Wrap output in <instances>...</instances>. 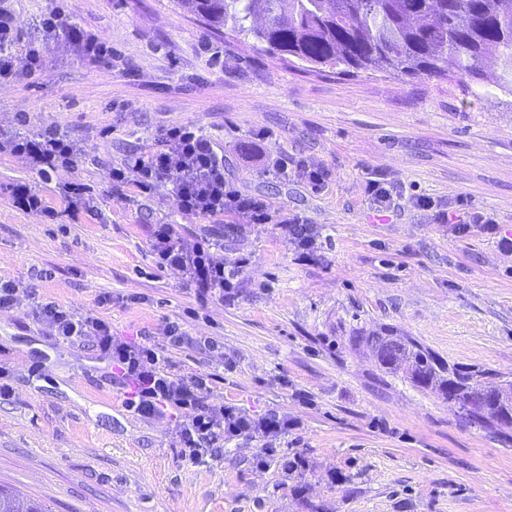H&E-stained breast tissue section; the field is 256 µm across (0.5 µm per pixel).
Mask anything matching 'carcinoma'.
<instances>
[{
  "label": "carcinoma",
  "mask_w": 512,
  "mask_h": 512,
  "mask_svg": "<svg viewBox=\"0 0 512 512\" xmlns=\"http://www.w3.org/2000/svg\"><path fill=\"white\" fill-rule=\"evenodd\" d=\"M211 28L254 37L271 55L339 74L467 78L512 92V0H181ZM382 368L456 403L471 425L512 444L503 375L450 364L409 336H360ZM0 512H51L0 487Z\"/></svg>",
  "instance_id": "carcinoma-1"
}]
</instances>
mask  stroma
<instances>
[{"label": "stroma", "mask_w": 512, "mask_h": 512, "mask_svg": "<svg viewBox=\"0 0 512 512\" xmlns=\"http://www.w3.org/2000/svg\"><path fill=\"white\" fill-rule=\"evenodd\" d=\"M52 5L13 2L43 64L0 80V134L24 114L29 132H65L81 156L43 181L25 157L0 153V279L20 285L0 311L12 386L0 397V487L52 512H512V447L353 342L394 330L512 377V94L318 74L211 29L178 0H68L74 24L115 51L92 64L67 41L44 42ZM183 122L223 149L234 189L311 225L314 247L275 222L184 215L167 183L144 194L113 181L112 168ZM282 160L287 174L274 175ZM306 167L325 171L320 188ZM376 177L398 194L387 217L367 193ZM77 182L94 201L72 212ZM23 185L58 221L14 206ZM448 209L482 212L496 231L455 236L438 219ZM161 222L215 240L236 272L223 299L199 300L156 266ZM49 302L104 320L115 341L154 344L175 377L208 375L206 404L285 428L230 438L204 463L185 458L176 415L129 410L93 341H57L32 320ZM173 324L187 338L178 347ZM297 457L304 472L284 469Z\"/></svg>", "instance_id": "stroma-1"}]
</instances>
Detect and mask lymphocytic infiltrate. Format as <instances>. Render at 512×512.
<instances>
[{
	"label": "lymphocytic infiltrate",
	"mask_w": 512,
	"mask_h": 512,
	"mask_svg": "<svg viewBox=\"0 0 512 512\" xmlns=\"http://www.w3.org/2000/svg\"><path fill=\"white\" fill-rule=\"evenodd\" d=\"M43 28L49 37H65L76 44L83 57L96 63L111 62L113 52L107 40L84 35L71 21L64 5H56L45 15ZM21 37L16 15L9 0H0V79L16 76L19 71L35 73L43 63V50L28 46L17 55ZM164 147L159 152L129 158L122 167L113 168L112 178L123 181L127 173H135L140 191L151 190L158 182H167L178 200L180 211L195 217H213L231 213L248 224H267L271 216L263 201L242 195L224 179V155L211 140L190 124L168 127L162 133ZM0 151L26 157L40 178L57 165L71 166L78 153L66 134L47 131L38 135L17 134L0 141ZM216 245L209 238L185 240L175 225H155L151 253L158 267L178 269L194 286L200 299L223 298L232 288L234 271L226 270L214 258ZM34 316L48 325L59 341L75 344L94 338L97 347L117 366L123 379L132 386L129 408L145 416L159 415L166 409L180 416L179 437L182 451L197 459L203 449L219 447L224 441L223 408L207 405L203 393L207 375L177 378L161 364L151 343L112 341V328L89 314H78L53 303L37 305Z\"/></svg>",
	"instance_id": "lymphocytic-infiltrate-1"
}]
</instances>
